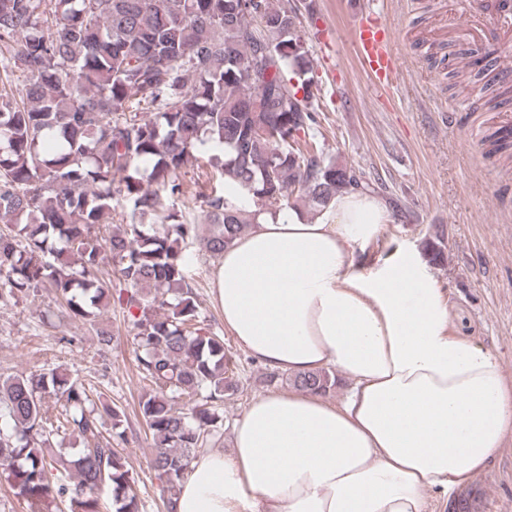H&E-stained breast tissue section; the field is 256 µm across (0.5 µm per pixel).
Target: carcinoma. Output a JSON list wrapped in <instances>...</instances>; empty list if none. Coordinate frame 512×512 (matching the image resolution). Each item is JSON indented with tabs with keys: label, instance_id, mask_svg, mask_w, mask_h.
Returning <instances> with one entry per match:
<instances>
[{
	"label": "carcinoma",
	"instance_id": "1",
	"mask_svg": "<svg viewBox=\"0 0 512 512\" xmlns=\"http://www.w3.org/2000/svg\"><path fill=\"white\" fill-rule=\"evenodd\" d=\"M300 9L0 0V82L29 80L19 97L0 92V305L46 289L65 303L61 317L93 322L117 294L153 384L138 414L164 512L196 449L219 440L224 396L238 391L224 339L200 326L187 250L219 257L268 206L294 196L315 215L337 192L368 187L319 145L318 113L296 97L312 68ZM488 142L509 150L512 133ZM194 165L204 233L174 208ZM228 181L254 209L224 197ZM425 251L445 264L444 235ZM107 261L116 285L101 275ZM293 383L325 393L334 380L324 371ZM90 390L60 370L0 375V474L29 512H101L104 487L114 512H140L135 477L103 433V418L118 426L124 411ZM55 436L80 448L68 456Z\"/></svg>",
	"mask_w": 512,
	"mask_h": 512
}]
</instances>
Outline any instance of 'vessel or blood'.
Listing matches in <instances>:
<instances>
[{
  "mask_svg": "<svg viewBox=\"0 0 512 512\" xmlns=\"http://www.w3.org/2000/svg\"><path fill=\"white\" fill-rule=\"evenodd\" d=\"M482 25L487 38L512 37V0H501L497 10L483 13ZM357 54L365 73L376 88L387 90L397 82L401 60L392 49V34L381 15L357 16L354 20Z\"/></svg>",
  "mask_w": 512,
  "mask_h": 512,
  "instance_id": "obj_1",
  "label": "vessel or blood"
}]
</instances>
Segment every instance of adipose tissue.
Returning <instances> with one entry per match:
<instances>
[{"label": "adipose tissue", "mask_w": 512, "mask_h": 512, "mask_svg": "<svg viewBox=\"0 0 512 512\" xmlns=\"http://www.w3.org/2000/svg\"><path fill=\"white\" fill-rule=\"evenodd\" d=\"M393 210L348 188L310 217L261 212L221 255L212 299L238 345L271 370L329 368L353 386L271 392L248 407L231 452H196L172 512H423L453 495L512 433V379L453 336L416 250L368 261Z\"/></svg>", "instance_id": "1"}]
</instances>
